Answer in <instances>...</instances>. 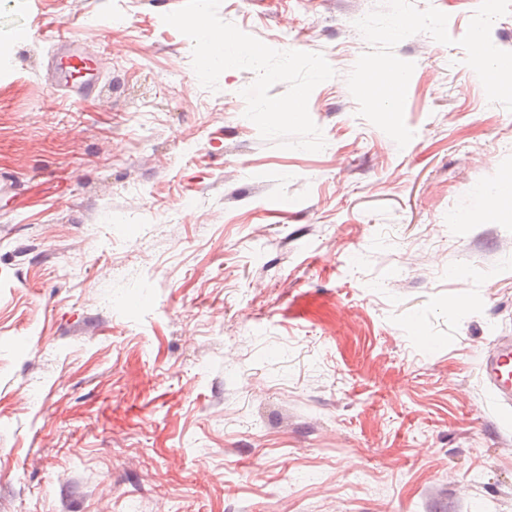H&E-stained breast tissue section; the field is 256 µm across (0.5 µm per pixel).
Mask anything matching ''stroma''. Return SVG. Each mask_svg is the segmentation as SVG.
<instances>
[{
    "instance_id": "1",
    "label": "stroma",
    "mask_w": 512,
    "mask_h": 512,
    "mask_svg": "<svg viewBox=\"0 0 512 512\" xmlns=\"http://www.w3.org/2000/svg\"><path fill=\"white\" fill-rule=\"evenodd\" d=\"M480 0L394 49L405 148L347 77L380 0H222L319 52L318 152L262 140L255 74L203 88L184 0H0V512H512V113L466 65ZM99 69L63 95L51 33ZM473 193L478 196H489L492 200V217L502 211L512 212V178L505 179L493 189L487 190L484 187H476ZM479 372L492 388L496 401L505 412L512 405V338L499 340L486 354L481 355Z\"/></svg>"
}]
</instances>
